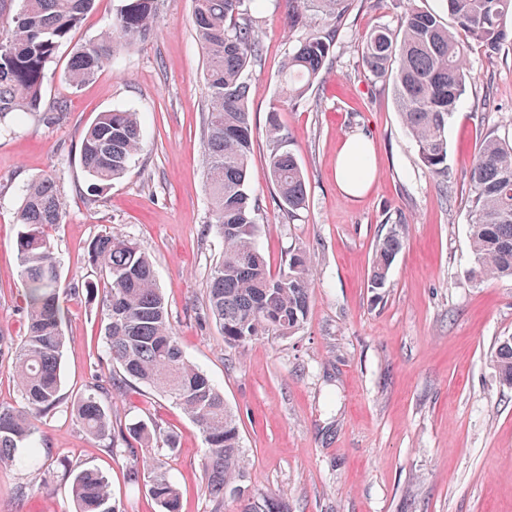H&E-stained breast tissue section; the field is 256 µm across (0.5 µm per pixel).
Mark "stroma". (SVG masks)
I'll return each instance as SVG.
<instances>
[{"instance_id":"35a3bbf8","label":"stroma","mask_w":512,"mask_h":512,"mask_svg":"<svg viewBox=\"0 0 512 512\" xmlns=\"http://www.w3.org/2000/svg\"><path fill=\"white\" fill-rule=\"evenodd\" d=\"M411 0H354L330 64L292 104L281 73L296 34L287 0H249L261 56L244 73L253 128L248 189L260 200L258 246L272 268L290 251L310 254L314 281L306 321L286 337L229 349L206 300L223 244L212 226L204 178L205 60L191 24L192 0H163L150 33L117 62L74 88L62 47L45 82L64 111L29 117L0 138V335L18 343L25 304L15 241L21 193L54 176L64 218L52 238L63 284L96 280L91 241L109 232L135 240L155 265L184 356L224 393L248 460V485L282 494L288 512H512V387L491 355L512 336V280L471 275L467 168L481 142L512 136V46L470 42L472 81L448 125L449 186L420 160L391 82L361 63L362 38L396 28ZM144 113L142 147L124 177L89 196L83 134L99 112ZM277 118L305 177L307 201L288 212L267 173L266 128ZM360 135L373 146L374 178L343 194L336 154ZM403 234L384 287L371 285L375 248ZM62 360L65 400L108 380L101 302L67 298ZM112 421L152 419L173 432L164 460L181 512H212L204 493L202 434L167 397L140 386L109 402ZM36 464L0 469V512H73L68 465L102 470L121 512H157L147 486L127 480L131 457L111 455L64 405L40 423Z\"/></svg>"}]
</instances>
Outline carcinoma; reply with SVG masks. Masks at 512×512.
I'll return each mask as SVG.
<instances>
[{
	"label": "carcinoma",
	"instance_id": "obj_1",
	"mask_svg": "<svg viewBox=\"0 0 512 512\" xmlns=\"http://www.w3.org/2000/svg\"><path fill=\"white\" fill-rule=\"evenodd\" d=\"M95 0H22L20 11L0 42V135H10L37 112H58L48 103L44 81L61 47L72 42ZM161 0H122L110 27L74 53L67 78L78 87L106 65L117 50L143 39ZM246 0H193L192 26L205 59V169L216 233L223 243L210 272L207 301L228 348L263 336H288L304 323L314 280L313 263L304 250L293 251L271 271L257 244L260 206L248 190L252 125L242 75L259 53V38L244 17ZM350 0H288L290 28L300 32L282 83L283 97L300 102L324 68L342 15ZM455 22L445 26L431 12L410 6L396 29L379 27L364 35L362 64L376 78L393 77L403 122L428 172L448 182V124L472 76L464 60L468 40L495 52L512 45V0H446ZM328 22L312 30V13ZM144 115L125 109L98 114L80 145L88 190L98 196L128 170L140 150ZM272 144L270 181L281 206L290 212L307 200L303 171L284 149L287 138L275 120L266 130ZM472 274L484 280L512 279V140L485 139L468 168ZM63 219L57 182L42 177L23 189L16 215L20 229L16 257L24 288L27 329L11 349L15 376L25 402L20 409L0 407V467L26 465L41 457L40 419L61 402V363L65 345V309L61 272L49 228ZM402 248L393 228L379 241L372 261V287H384ZM89 260L105 275V288L86 281L75 293L93 300L104 292L107 323L104 339L120 376L94 383L74 397L71 415L112 454L139 458L127 479L147 481L159 512H179L180 493L165 461L155 449H175V436L152 421L113 427L108 399L136 382L169 397L203 434L205 492L214 512L224 499L236 500L238 512H284L276 494H247L246 459L235 415L206 374L182 354L169 320L167 302L156 284L153 263L137 242L118 233L101 235L89 248ZM493 363L500 379L512 380V338L498 343ZM76 512H120L112 503L108 477L94 468L70 470Z\"/></svg>",
	"mask_w": 512,
	"mask_h": 512
}]
</instances>
